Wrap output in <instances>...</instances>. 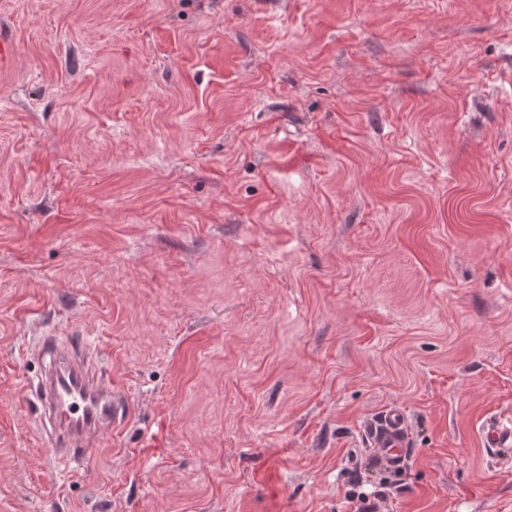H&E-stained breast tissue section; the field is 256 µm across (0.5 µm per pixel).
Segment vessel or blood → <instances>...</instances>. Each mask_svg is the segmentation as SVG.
I'll use <instances>...</instances> for the list:
<instances>
[{"label": "vessel or blood", "instance_id": "1", "mask_svg": "<svg viewBox=\"0 0 512 512\" xmlns=\"http://www.w3.org/2000/svg\"><path fill=\"white\" fill-rule=\"evenodd\" d=\"M40 351L49 359L42 380L43 431L53 456L77 467L100 435L117 425L124 401L111 381L95 379L83 360L60 348L56 340L43 343ZM360 438L380 466L396 469L405 465L409 422L401 409L392 407L366 420ZM485 441L497 454H511L512 421L489 424Z\"/></svg>", "mask_w": 512, "mask_h": 512}]
</instances>
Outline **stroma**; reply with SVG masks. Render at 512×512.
<instances>
[{"label":"stroma","mask_w":512,"mask_h":512,"mask_svg":"<svg viewBox=\"0 0 512 512\" xmlns=\"http://www.w3.org/2000/svg\"><path fill=\"white\" fill-rule=\"evenodd\" d=\"M0 512H512V0H0ZM99 348L73 471L29 387ZM410 418L402 469L367 418ZM485 441L499 455L512 453V422L511 419H502L486 427Z\"/></svg>","instance_id":"stroma-1"}]
</instances>
